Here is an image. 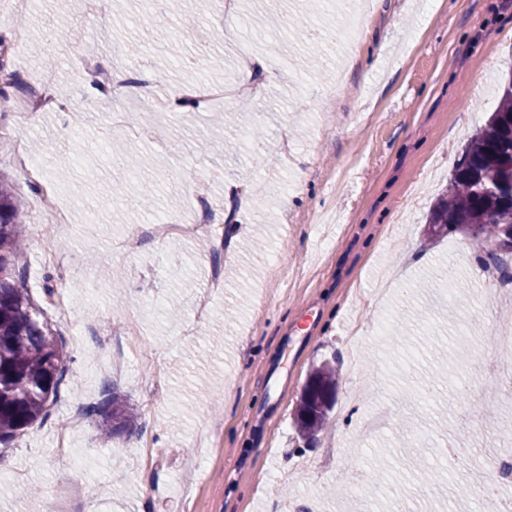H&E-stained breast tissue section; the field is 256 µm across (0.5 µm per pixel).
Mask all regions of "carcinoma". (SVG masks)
<instances>
[{
    "label": "carcinoma",
    "mask_w": 512,
    "mask_h": 512,
    "mask_svg": "<svg viewBox=\"0 0 512 512\" xmlns=\"http://www.w3.org/2000/svg\"><path fill=\"white\" fill-rule=\"evenodd\" d=\"M23 231L11 189L0 181V445L5 446L48 417L65 384L69 360L43 308L23 287ZM427 231L437 238L456 231L468 234L482 261L508 273L512 245L496 242L512 232V78L503 85L489 123L455 166L446 194L431 209ZM310 381L316 390L301 396L297 408L298 427L307 435L323 428L336 402L332 368H316ZM86 414L97 422L105 444L137 418L134 405L108 386Z\"/></svg>",
    "instance_id": "carcinoma-1"
}]
</instances>
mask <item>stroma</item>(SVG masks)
<instances>
[{
    "label": "stroma",
    "instance_id": "1",
    "mask_svg": "<svg viewBox=\"0 0 512 512\" xmlns=\"http://www.w3.org/2000/svg\"><path fill=\"white\" fill-rule=\"evenodd\" d=\"M161 7L164 42L144 24ZM298 8L315 41L295 38ZM238 9L252 27L219 18L206 0H107L96 16L78 0L62 11L53 0H0V17L24 21L6 56L22 83L11 98L47 77L65 106L38 111L24 132L43 160L39 179L5 143L0 174L26 225L25 286L70 353L49 417L0 446V512H43L76 485L84 492L70 512H485L481 499L457 497L466 472L442 469L438 451L512 453V392L486 426L469 424L483 411L480 390L496 384L485 364L512 300L486 293L463 233L432 242L425 223L512 77V0H373L350 46L334 42L350 16L318 0H239ZM244 53L260 69L242 72ZM88 58L134 79L151 74L160 97L243 78L266 91L220 131L218 104L157 112L132 101L113 124ZM242 139L246 154L225 153V141ZM116 142L126 166L107 150ZM45 186L64 223L34 219ZM244 189L252 204L234 210ZM201 203L221 236L127 248L129 225L173 224ZM45 239L64 275L44 263ZM215 268L224 292L213 297ZM48 275L66 312L44 294ZM106 347L126 360L124 374ZM322 364L336 369V403L329 430L311 441L295 411ZM107 385L139 417L104 444L85 409ZM378 411L386 422L363 436ZM74 415L82 429L57 455L54 426ZM146 441L150 465L139 453Z\"/></svg>",
    "mask_w": 512,
    "mask_h": 512
}]
</instances>
